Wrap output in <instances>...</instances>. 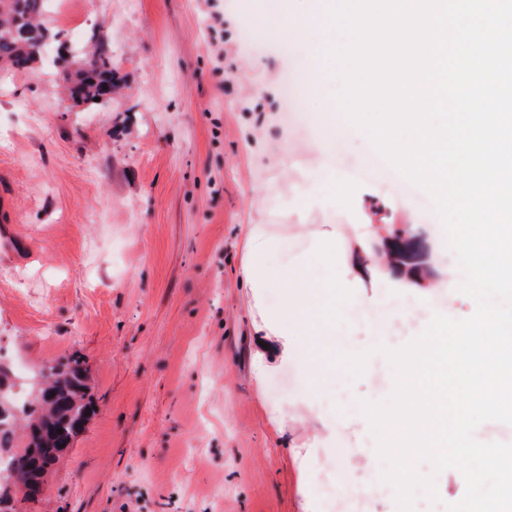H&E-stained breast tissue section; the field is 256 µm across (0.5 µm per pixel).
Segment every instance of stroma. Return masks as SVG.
Listing matches in <instances>:
<instances>
[{"label":"stroma","instance_id":"obj_1","mask_svg":"<svg viewBox=\"0 0 512 512\" xmlns=\"http://www.w3.org/2000/svg\"><path fill=\"white\" fill-rule=\"evenodd\" d=\"M65 2L43 16L57 33L43 59L0 70V170L32 250L24 264L0 259V364L27 391L42 368L81 356L95 401L29 512H326L313 475L328 447L353 450L347 487L380 476L359 403L391 393L392 369L378 355L362 377L337 370L314 395L289 392L288 379L378 335L400 347L433 314L474 313L440 218L421 222L391 182L360 178L373 150L364 132L339 121L329 153L320 125L286 111L284 77L306 84L302 107L314 117L340 85L312 78L303 41L288 58L276 38L246 41L281 0ZM100 30L123 82L94 107L66 87L71 57ZM320 171L346 189V205L295 207ZM247 224L287 237L267 258L274 270L317 240L335 244L341 267L372 250L373 225L408 229L424 240L429 278H340L331 289L310 266L314 321L336 346L317 353L292 337L294 357L269 359L259 375L254 327L283 313L286 297L274 283L246 286ZM334 292L362 312L327 311ZM465 489L461 472L445 469L438 503L416 491L414 512H446Z\"/></svg>","mask_w":512,"mask_h":512}]
</instances>
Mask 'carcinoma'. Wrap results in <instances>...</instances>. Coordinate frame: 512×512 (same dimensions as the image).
Here are the masks:
<instances>
[{
	"mask_svg": "<svg viewBox=\"0 0 512 512\" xmlns=\"http://www.w3.org/2000/svg\"><path fill=\"white\" fill-rule=\"evenodd\" d=\"M43 13V0H0V67L24 71L38 59L35 50L47 41L46 29L38 23ZM93 42L94 50L74 57V81L78 100L101 105L104 90L114 92L118 78L106 34L98 32ZM87 374L84 360L64 356L36 374L34 397L20 405L9 372L0 365V512H15L17 496L38 500L46 462L59 460L83 428L85 412L94 409ZM6 472L18 475L21 485L7 482Z\"/></svg>",
	"mask_w": 512,
	"mask_h": 512,
	"instance_id": "obj_1",
	"label": "carcinoma"
}]
</instances>
